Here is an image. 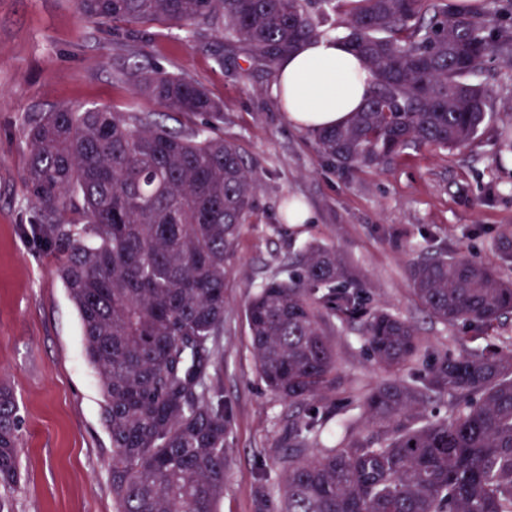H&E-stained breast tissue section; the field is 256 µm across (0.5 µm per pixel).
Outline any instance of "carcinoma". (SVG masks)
<instances>
[{
    "mask_svg": "<svg viewBox=\"0 0 512 512\" xmlns=\"http://www.w3.org/2000/svg\"><path fill=\"white\" fill-rule=\"evenodd\" d=\"M343 10V39L375 74L364 107L315 131L346 169H379L407 147L458 149L494 120L471 81L498 53L512 69V27L448 0H73L100 22L203 28L275 68L325 34L315 2ZM135 90L204 122L172 131L143 112L61 107L27 127L23 185L60 254L112 442L114 512H219L230 469V414L212 369L221 358L224 278L254 209L256 181L218 134L224 105L160 69L127 68ZM421 310L487 334L512 316L496 266L440 254L410 265ZM244 318L267 388L307 410L288 424L279 512H512V348L443 358L420 381L391 378L343 412L333 321L360 323L365 349L395 373L420 351L401 313L367 307L334 248L306 242L249 298ZM449 393L444 418L428 408ZM367 434L357 435L359 426ZM22 419L0 385V512H14Z\"/></svg>",
    "mask_w": 512,
    "mask_h": 512,
    "instance_id": "cac0c4a2",
    "label": "carcinoma"
}]
</instances>
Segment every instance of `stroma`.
<instances>
[{
	"instance_id": "obj_1",
	"label": "stroma",
	"mask_w": 512,
	"mask_h": 512,
	"mask_svg": "<svg viewBox=\"0 0 512 512\" xmlns=\"http://www.w3.org/2000/svg\"><path fill=\"white\" fill-rule=\"evenodd\" d=\"M136 64L185 76L223 101L220 132L257 179L256 209L224 280L218 380L232 419L220 510L258 512V487L273 491L283 480L293 411L256 369L244 319L255 287L289 252L319 240L356 268L370 305L418 326L421 353L402 379L419 380L443 357L482 348L470 329L444 328L420 311L408 266L447 252L498 262V245L512 236V150L492 124L461 149L408 148L379 171L342 169L318 153L312 132L288 122L274 75L214 32L194 38L153 23L94 24L72 0H0V383L14 390L23 418L15 512H113L112 446L96 373L23 177L29 118L62 105L148 112L172 130L195 124L135 92L122 71ZM474 80L492 87L501 119L512 116V68L493 54ZM288 199L309 209L310 223L284 220ZM334 338L340 386L329 401L341 407L386 373L363 348L357 325L336 324Z\"/></svg>"
}]
</instances>
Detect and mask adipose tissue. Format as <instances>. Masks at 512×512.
I'll return each instance as SVG.
<instances>
[{"label":"adipose tissue","mask_w":512,"mask_h":512,"mask_svg":"<svg viewBox=\"0 0 512 512\" xmlns=\"http://www.w3.org/2000/svg\"><path fill=\"white\" fill-rule=\"evenodd\" d=\"M373 82L352 46L322 35L296 44L278 60L275 93L288 121L312 131L345 124L363 108Z\"/></svg>","instance_id":"1"}]
</instances>
